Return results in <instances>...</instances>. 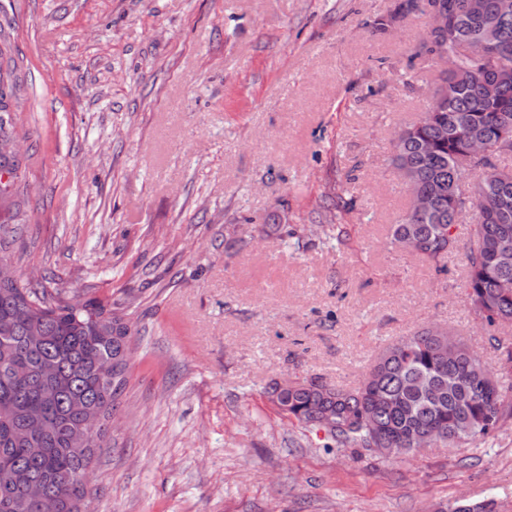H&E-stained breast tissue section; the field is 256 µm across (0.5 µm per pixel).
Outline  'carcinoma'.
Listing matches in <instances>:
<instances>
[{"label":"carcinoma","mask_w":512,"mask_h":512,"mask_svg":"<svg viewBox=\"0 0 512 512\" xmlns=\"http://www.w3.org/2000/svg\"><path fill=\"white\" fill-rule=\"evenodd\" d=\"M441 3L448 8L447 39L423 42L435 60L448 48L485 40L482 60L462 56L441 72L425 116L393 141L392 162L411 190L430 199L410 207L393 225L391 244L413 248L441 264L454 244L453 227L471 215L467 290L474 319L485 326L512 323V170L502 178L492 161L471 183L473 200L459 189L468 155L466 132L483 128L491 144L512 140V7L503 0H407L408 11ZM14 66L0 48V112L11 107ZM0 210L19 193V158L0 155ZM14 230L0 220V264ZM139 301L110 305L74 302L60 288L23 283L17 273L0 280V512H39L33 486L56 498L58 512H89L86 475L121 404L127 385L126 352ZM443 354L438 331L424 328L388 347L355 388L315 381L288 384L284 415L305 428L320 427L338 448H414L427 435L448 448L482 441L512 421V349L488 367L462 340ZM15 370L23 379L11 377ZM100 415L96 428L83 410Z\"/></svg>","instance_id":"obj_1"}]
</instances>
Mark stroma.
<instances>
[{
	"label": "stroma",
	"instance_id": "1",
	"mask_svg": "<svg viewBox=\"0 0 512 512\" xmlns=\"http://www.w3.org/2000/svg\"><path fill=\"white\" fill-rule=\"evenodd\" d=\"M399 2L0 0L25 167L14 265L141 299L91 512H512V421L396 459L328 447L266 396L357 386L425 326L491 367L512 348V324L472 317L469 221L444 274L388 243L410 205L390 143L441 71L421 11L374 30ZM331 192L355 208H325Z\"/></svg>",
	"mask_w": 512,
	"mask_h": 512
}]
</instances>
